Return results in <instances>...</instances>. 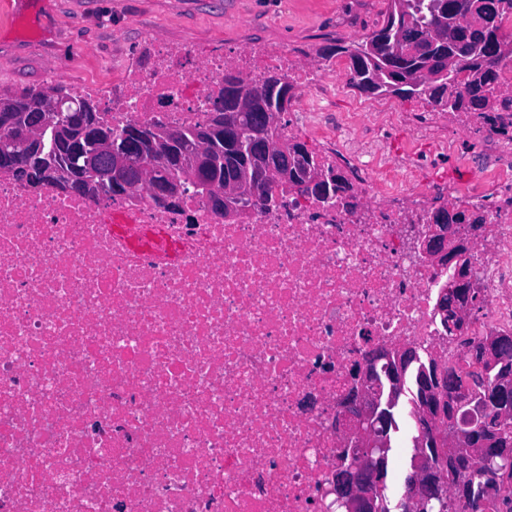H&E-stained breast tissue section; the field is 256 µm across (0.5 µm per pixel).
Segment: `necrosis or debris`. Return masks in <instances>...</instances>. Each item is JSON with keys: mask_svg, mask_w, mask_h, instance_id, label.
<instances>
[{"mask_svg": "<svg viewBox=\"0 0 512 512\" xmlns=\"http://www.w3.org/2000/svg\"><path fill=\"white\" fill-rule=\"evenodd\" d=\"M100 99L113 127L208 120L236 68H278L294 124L328 140L321 163L346 187L329 202L280 197L235 222L186 197L157 205L30 187L0 173V512H329L336 414L352 370L377 345L437 355L470 381L469 340L512 334V65L481 112H388L441 150L498 158L484 180L421 184L412 153L358 142L319 108L336 64L285 51L227 59L153 39ZM481 218L472 241L481 302L446 332L439 299L453 265L419 251L436 206ZM181 241L173 260L128 251L113 214Z\"/></svg>", "mask_w": 512, "mask_h": 512, "instance_id": "4bbe7bcc", "label": "necrosis or debris"}]
</instances>
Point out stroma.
<instances>
[{"mask_svg":"<svg viewBox=\"0 0 512 512\" xmlns=\"http://www.w3.org/2000/svg\"><path fill=\"white\" fill-rule=\"evenodd\" d=\"M385 0H23L0 22V94L59 83L70 88L120 76L147 55L148 40L192 44L233 56L280 48L317 59L321 49L357 40L382 19ZM58 81H51V74ZM417 100L373 97L338 82L325 107L331 120L358 114L357 132L384 137L393 153L412 152L424 177L449 186L489 173L476 154L436 152L380 112H413Z\"/></svg>","mask_w":512,"mask_h":512,"instance_id":"stroma-1","label":"stroma"}]
</instances>
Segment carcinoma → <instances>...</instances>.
Segmentation results:
<instances>
[{"label": "carcinoma", "instance_id": "cac0c4a2", "mask_svg": "<svg viewBox=\"0 0 512 512\" xmlns=\"http://www.w3.org/2000/svg\"><path fill=\"white\" fill-rule=\"evenodd\" d=\"M511 10L512 0H387L381 23L351 44L336 46L335 51L348 57L350 83L363 93L421 99L442 112H481L497 91L499 68L505 62H512V39L503 35V23ZM469 16L479 25L470 32L459 22ZM449 62L456 74L460 73L462 65L470 72L463 95H446L448 75L444 70ZM292 98V85L283 73L275 72L250 84L240 72L230 68L224 73V87L216 100L224 108L214 109L205 124L181 126L176 144L182 159L188 164L193 163L203 138H208L210 152L219 160L220 180L240 189V194L230 201L237 213L249 206L265 209L277 193H288V182L280 180L262 197L256 199L250 195L248 187L257 179L259 171L250 157L240 151V145L260 133L271 141L285 142L281 121L261 130L255 122V114L271 112L279 116L285 112L284 104ZM74 101L76 105L69 112L71 131L83 126L87 116L108 129L112 128L90 96L76 97ZM38 102L40 98L34 96L31 89L19 95H0V170H9L12 177L30 186L54 185L56 181L45 174V169L21 168L28 157H18L10 146V141L14 140L13 125L19 114L32 112L33 105ZM294 145L300 151L296 176H305L313 170L335 174L334 168L317 161L318 154L309 150L305 143L296 141ZM42 152L60 164L72 158L68 142H52L48 130L42 138ZM132 163L138 167L162 169L158 180L163 182L181 179L189 173L184 167L164 168L160 158L137 152ZM502 354L507 356V364L499 363L492 370L481 369L468 385L463 384L454 370H448V379L456 386L458 395L477 404L486 392L498 391L497 384L502 382V375L512 374V352L504 349ZM499 399L498 405L482 407L483 419L490 420V427L475 432V440L489 437L499 449L512 448V417L501 418L505 410L512 408V392L499 395ZM391 463L392 454L388 451L379 462L381 486L378 487V498L387 505L391 504L387 484L393 474ZM448 465L453 470L463 471L466 480L463 492L448 498L446 503L432 504L427 512H449L453 501L482 512H501L502 504H512L509 494L487 497L481 493V487L491 481L488 465L471 462L452 448L448 449Z\"/></svg>", "mask_w": 512, "mask_h": 512}]
</instances>
